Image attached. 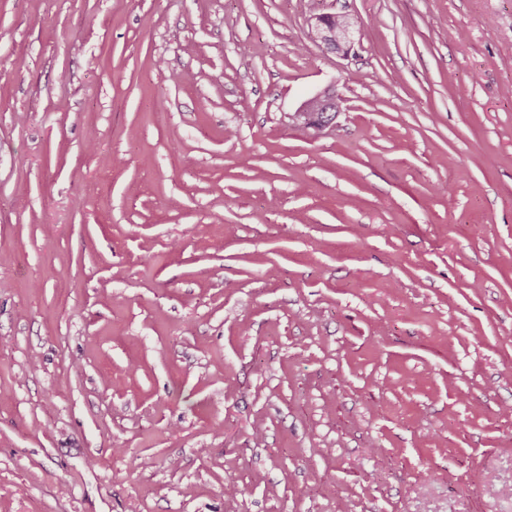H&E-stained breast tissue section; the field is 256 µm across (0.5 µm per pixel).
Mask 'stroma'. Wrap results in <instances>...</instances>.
Returning <instances> with one entry per match:
<instances>
[{
    "instance_id": "1",
    "label": "stroma",
    "mask_w": 512,
    "mask_h": 512,
    "mask_svg": "<svg viewBox=\"0 0 512 512\" xmlns=\"http://www.w3.org/2000/svg\"><path fill=\"white\" fill-rule=\"evenodd\" d=\"M0 512H512V0H0ZM334 93L331 89L325 90L323 93L313 96L306 100L300 107L299 112H294L293 115V121L294 123L303 129L307 130H314L313 129V122H310L312 115L317 112H335L336 110V100L334 96H332ZM322 105H327L329 107H324L319 111H315L319 109ZM301 111V112H300ZM315 111V112H311Z\"/></svg>"
}]
</instances>
